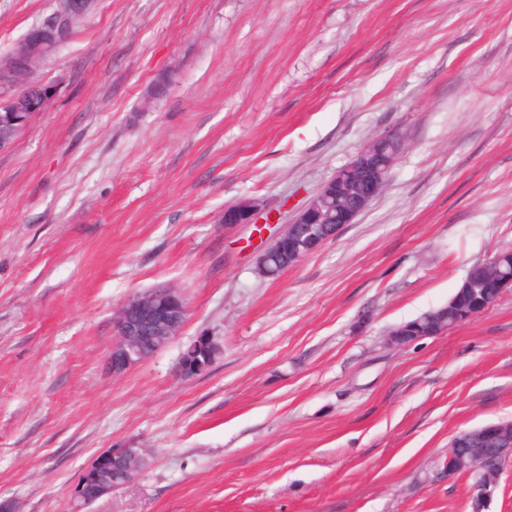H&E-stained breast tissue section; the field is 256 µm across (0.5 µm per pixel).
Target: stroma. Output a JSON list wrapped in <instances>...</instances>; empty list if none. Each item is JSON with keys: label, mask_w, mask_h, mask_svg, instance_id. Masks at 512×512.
<instances>
[{"label": "stroma", "mask_w": 512, "mask_h": 512, "mask_svg": "<svg viewBox=\"0 0 512 512\" xmlns=\"http://www.w3.org/2000/svg\"><path fill=\"white\" fill-rule=\"evenodd\" d=\"M53 8L0 0V57ZM34 79L57 95L0 153V512H470L448 445L512 420V290L386 338L512 248V0H97ZM386 132L381 195L262 275ZM243 198L270 221L224 228ZM160 287L185 322L112 374L115 308ZM202 333L221 351L181 376ZM110 448L144 469L80 506ZM475 314L476 313L467 314L464 316H456L454 322L448 323V317L452 318L455 315V313L450 309L448 310L447 316L442 317V314L440 312H437L428 319V323L430 324L428 330L425 331L423 329L418 328L407 329V332H410L412 336H405L402 334V332L397 331L395 335H388L387 342L388 344L393 346H407L423 337L435 336L445 333L451 328L456 327L459 324L471 319L472 317L475 316ZM404 337H410V339L408 341H404ZM101 454H108L112 458H122L126 462L123 472L127 475L123 483L119 484L117 480L112 479V468L106 466L93 467V462L83 472L73 493L74 500L80 502L83 506H88L89 503L86 500L101 498L130 485L139 471L136 464L141 457V448H110L98 456Z\"/></svg>", "instance_id": "1"}]
</instances>
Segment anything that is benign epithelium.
Listing matches in <instances>:
<instances>
[{"mask_svg": "<svg viewBox=\"0 0 512 512\" xmlns=\"http://www.w3.org/2000/svg\"><path fill=\"white\" fill-rule=\"evenodd\" d=\"M94 2L55 0L54 10L31 28L8 56L0 59V152L10 148L29 126L30 113L44 111L55 98V86L35 82L31 75L40 62L69 40ZM403 148L401 137L382 134L337 170L260 254L258 263L263 274L279 275L334 238L341 226L354 223L383 190ZM263 208V201L257 198L241 199L224 207L220 223L226 229L255 224ZM474 285L479 286L480 300L488 307L512 286V274L494 271L488 262H479L469 269L462 283L464 288ZM187 313L184 297L171 288L154 289L124 301L114 317L117 341L109 357L112 372H122L156 353L178 333ZM471 318L470 314L458 316L450 323L448 317L437 312L428 319V330L411 329L407 341L398 331L387 342L407 346L423 337L445 333ZM217 350L212 337H197L182 354L180 373L185 377L204 373ZM106 454L126 462L124 481L117 483L109 467H88L73 493L74 500L84 506L130 485L137 475L141 449L109 448ZM464 467L475 476L469 500L471 512H487L501 475L512 470V425L492 423L456 435L448 446V480H454Z\"/></svg>", "mask_w": 512, "mask_h": 512, "instance_id": "7a95c632", "label": "benign epithelium"}]
</instances>
